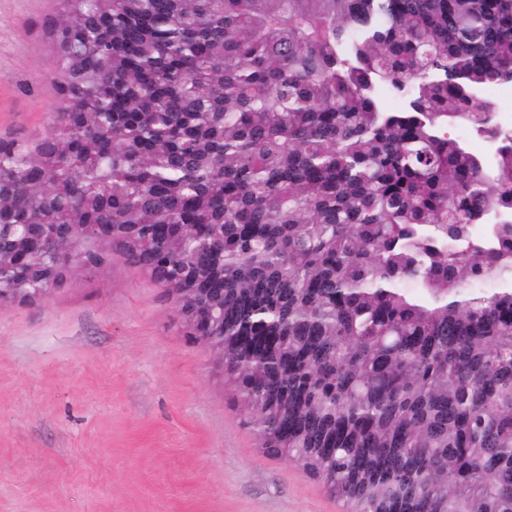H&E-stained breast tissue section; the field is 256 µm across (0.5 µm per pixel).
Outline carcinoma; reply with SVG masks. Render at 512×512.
<instances>
[{
	"label": "carcinoma",
	"instance_id": "1",
	"mask_svg": "<svg viewBox=\"0 0 512 512\" xmlns=\"http://www.w3.org/2000/svg\"><path fill=\"white\" fill-rule=\"evenodd\" d=\"M62 3L51 133L0 139V289L62 277L24 229L57 224L224 337L260 446L347 512H512V131L480 97L512 0Z\"/></svg>",
	"mask_w": 512,
	"mask_h": 512
}]
</instances>
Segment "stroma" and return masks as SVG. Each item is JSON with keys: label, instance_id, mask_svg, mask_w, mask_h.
I'll return each instance as SVG.
<instances>
[{"label": "stroma", "instance_id": "stroma-1", "mask_svg": "<svg viewBox=\"0 0 512 512\" xmlns=\"http://www.w3.org/2000/svg\"><path fill=\"white\" fill-rule=\"evenodd\" d=\"M59 0H0V138L46 136ZM0 512H345L245 425L173 299L112 256L0 305Z\"/></svg>", "mask_w": 512, "mask_h": 512}]
</instances>
